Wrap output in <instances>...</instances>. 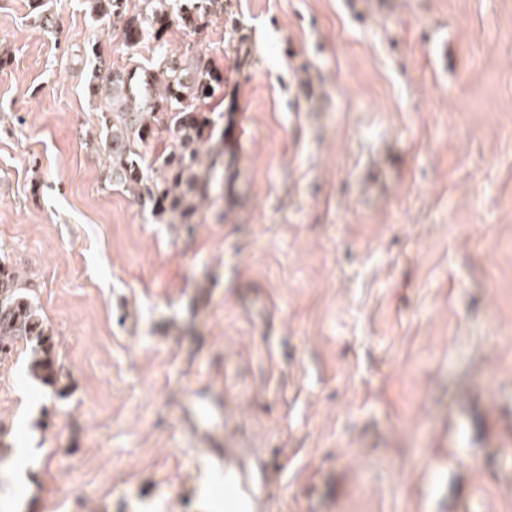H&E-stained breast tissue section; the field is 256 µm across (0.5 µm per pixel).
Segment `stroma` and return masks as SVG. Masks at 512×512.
<instances>
[{"label":"stroma","instance_id":"obj_1","mask_svg":"<svg viewBox=\"0 0 512 512\" xmlns=\"http://www.w3.org/2000/svg\"><path fill=\"white\" fill-rule=\"evenodd\" d=\"M231 0L172 28L224 75L191 223L111 185L86 0H0V256L64 395L0 353V512H512V0ZM205 395L221 418L197 431ZM235 488L240 496L253 500L259 497L263 489V482L259 474L246 472L235 469ZM228 488V500L230 508H237L235 488L228 484L224 486V490Z\"/></svg>","mask_w":512,"mask_h":512}]
</instances>
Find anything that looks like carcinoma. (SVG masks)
I'll return each mask as SVG.
<instances>
[{
  "mask_svg": "<svg viewBox=\"0 0 512 512\" xmlns=\"http://www.w3.org/2000/svg\"><path fill=\"white\" fill-rule=\"evenodd\" d=\"M91 13L121 32L134 49L153 43L152 67L137 74L112 66L105 77L91 71L87 93L110 113L99 145L110 161V181L134 194L146 189L155 214L170 224H189L207 199L218 165L224 158V131L202 106L224 87V76L201 54L187 47L167 49L174 26L197 27L211 15L224 13V0H89ZM170 144L154 158L161 171L143 187L144 155L140 148L160 130ZM28 348L29 375L56 394H64L63 373L51 325L23 291L14 269L0 262V352L18 341Z\"/></svg>",
  "mask_w": 512,
  "mask_h": 512,
  "instance_id": "cac0c4a2",
  "label": "carcinoma"
}]
</instances>
